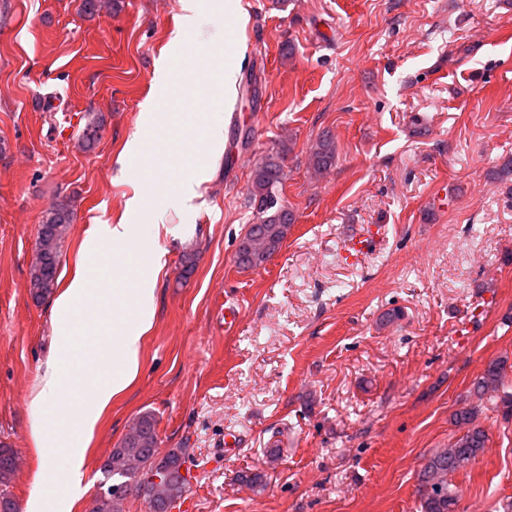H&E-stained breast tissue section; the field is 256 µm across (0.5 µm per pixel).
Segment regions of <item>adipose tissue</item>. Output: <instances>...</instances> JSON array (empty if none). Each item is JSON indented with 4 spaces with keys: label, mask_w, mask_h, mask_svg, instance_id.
Listing matches in <instances>:
<instances>
[{
    "label": "adipose tissue",
    "mask_w": 512,
    "mask_h": 512,
    "mask_svg": "<svg viewBox=\"0 0 512 512\" xmlns=\"http://www.w3.org/2000/svg\"><path fill=\"white\" fill-rule=\"evenodd\" d=\"M83 256L56 298L57 352L39 379L31 430L43 481L27 512H71L62 491L79 490L87 448L115 397L129 389L152 324L160 263L146 262L127 224H94Z\"/></svg>",
    "instance_id": "1"
}]
</instances>
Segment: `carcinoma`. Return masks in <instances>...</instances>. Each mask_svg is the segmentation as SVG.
I'll use <instances>...</instances> for the list:
<instances>
[{
  "label": "carcinoma",
  "mask_w": 512,
  "mask_h": 512,
  "mask_svg": "<svg viewBox=\"0 0 512 512\" xmlns=\"http://www.w3.org/2000/svg\"><path fill=\"white\" fill-rule=\"evenodd\" d=\"M104 125V117L98 113L87 115L79 137V148L92 150ZM290 152L289 144L282 142L275 150L256 163L248 202L256 211L259 223L249 225L241 239L245 243L236 252V262L242 269L258 268L278 250L294 223L292 212L282 203L283 163ZM336 160L334 139L324 133L311 153V163L317 172L333 167ZM75 220L72 201L68 197L56 200L45 212L36 240V248L45 254L43 265L32 264L30 288L36 301L51 297L58 286L62 249L68 229ZM504 363L492 361L477 376L472 389L482 398L500 391L503 385ZM476 411L465 408L455 413L456 424L464 429L446 448L436 450L423 464L419 475L418 496L422 512H457L459 495L448 484V475L466 468L484 452L488 435L475 425ZM161 440L157 431V419L151 412L140 414L120 443L101 466L105 478L112 480V490L95 499L92 512H123V501L134 490L146 501L154 503V512H167V502L181 499L189 490L188 479L180 473L185 463V449L174 448L160 454ZM162 455L168 470V482L156 490L144 477L152 469V456ZM18 467L16 452L0 446V512H18L17 504L8 488Z\"/></svg>",
  "instance_id": "cac0c4a2"
}]
</instances>
